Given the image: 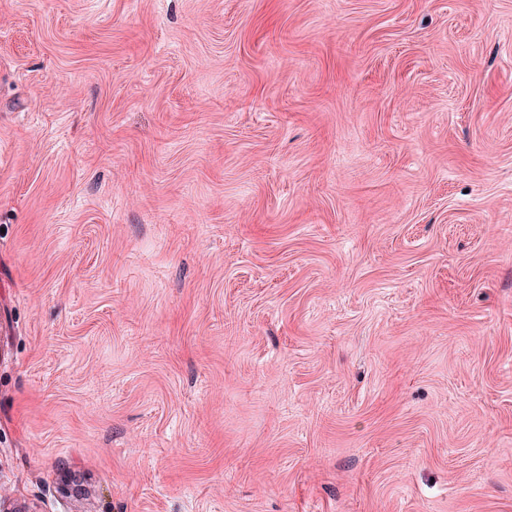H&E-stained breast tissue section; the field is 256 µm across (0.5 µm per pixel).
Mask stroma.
<instances>
[{
	"label": "stroma",
	"instance_id": "stroma-1",
	"mask_svg": "<svg viewBox=\"0 0 512 512\" xmlns=\"http://www.w3.org/2000/svg\"><path fill=\"white\" fill-rule=\"evenodd\" d=\"M0 502L512 512V0H0Z\"/></svg>",
	"mask_w": 512,
	"mask_h": 512
}]
</instances>
